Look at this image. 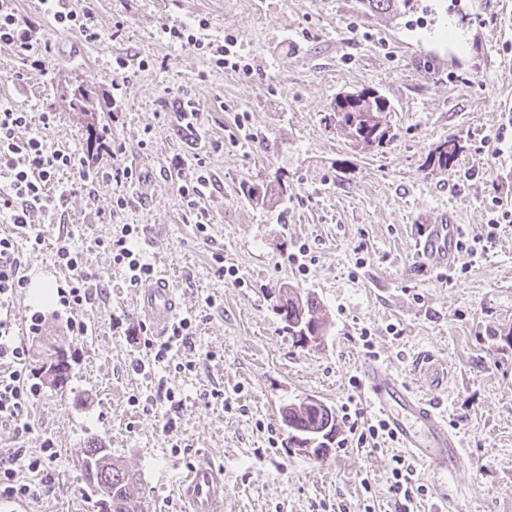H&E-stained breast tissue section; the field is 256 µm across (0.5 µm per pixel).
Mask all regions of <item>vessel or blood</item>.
<instances>
[{
    "label": "vessel or blood",
    "instance_id": "b4317fda",
    "mask_svg": "<svg viewBox=\"0 0 512 512\" xmlns=\"http://www.w3.org/2000/svg\"><path fill=\"white\" fill-rule=\"evenodd\" d=\"M457 239V224L431 225L420 234L416 255L427 266L452 267L457 260ZM136 304L160 334L167 331L179 309L175 290L162 275L139 291ZM361 372L362 388L371 406L385 416L403 448L437 476L447 475L461 464V443L430 400L386 373L377 362H365ZM177 492L184 512H222L224 472L210 461H200L182 477Z\"/></svg>",
    "mask_w": 512,
    "mask_h": 512
}]
</instances>
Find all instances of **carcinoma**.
<instances>
[{
    "label": "carcinoma",
    "instance_id": "obj_1",
    "mask_svg": "<svg viewBox=\"0 0 512 512\" xmlns=\"http://www.w3.org/2000/svg\"><path fill=\"white\" fill-rule=\"evenodd\" d=\"M406 0H360L362 8L374 13L395 12ZM392 111L389 101L375 91L362 89L360 91L346 93L336 97L333 115L336 125L342 128L352 141L365 147L382 145L392 138L389 123L379 125L378 118H388ZM455 159V148L443 144V150L436 153L430 160L434 169L446 171L452 166ZM249 199L256 202H270L287 193V187L280 184H269L259 188L254 185L244 189ZM288 314L285 317L288 330L303 341V333L310 332V327L326 328L325 316L320 304L309 296H304L301 301L287 298ZM289 420L293 421L296 432L292 437H306L316 430L323 429L328 423L336 422L333 413H323L315 419L301 409L295 407L286 411ZM104 448L101 440L92 437L80 449V453L90 460L93 468L82 475V481L91 492L100 497L104 507L103 512H144L142 501L138 496L137 474L119 461L112 460L107 464H99L100 451Z\"/></svg>",
    "mask_w": 512,
    "mask_h": 512
}]
</instances>
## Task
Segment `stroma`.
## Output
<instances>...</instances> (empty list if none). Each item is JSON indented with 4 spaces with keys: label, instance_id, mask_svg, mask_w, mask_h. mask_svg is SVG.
Returning <instances> with one entry per match:
<instances>
[{
    "label": "stroma",
    "instance_id": "1",
    "mask_svg": "<svg viewBox=\"0 0 512 512\" xmlns=\"http://www.w3.org/2000/svg\"><path fill=\"white\" fill-rule=\"evenodd\" d=\"M89 2L102 33L91 44L57 29L41 0H17L54 48L47 75L17 80L20 58L0 46V105L30 113L49 150L90 158L102 175L113 160L88 157L87 137L110 128L138 174L122 185L103 177L94 195L76 191L64 211H34L44 237L37 251L23 229L0 228L26 261L29 285L11 319L28 373H39L54 344L71 364L64 388L43 384L21 420H0V454L33 455L45 441L57 450L50 490L31 512H102L76 466L91 437L137 472L145 512H183L173 490L203 458L224 468V512H396L389 477L397 443L357 447L340 418L331 453L318 458L289 444L282 422L283 410L308 396L337 412L351 401L375 417L352 384L371 357L433 400L461 442L463 462L447 482L418 466L425 492L415 512H512V223L482 254L459 257L467 271L454 286L414 255L419 230L444 216L478 241L492 200L512 209V142L494 155L478 150L512 122V0L481 9L470 0H409L387 14L365 12L358 0H65L76 11ZM197 17L209 22L206 39L237 35L252 74L216 68L209 54L163 39V28ZM452 34L463 46L449 60ZM118 57L128 63L122 83ZM362 89L392 105L390 142L352 143L332 121L337 95ZM185 98L203 113L199 133L172 117ZM44 112L56 115L47 128ZM242 113L256 139L234 147ZM447 140L458 146L453 167L431 169ZM193 156L214 182L200 201L204 238L178 192L197 171ZM277 180L288 188L277 203L243 193ZM120 196L131 204L116 214ZM125 224L139 227L137 249L168 272L180 315L195 320L167 368L139 335L148 319L107 248ZM63 226L109 284L94 304L65 307L56 292L45 302L31 297L32 284L56 289L69 279L55 261ZM304 244L313 257L305 274L288 261ZM217 252L239 285L217 275ZM286 283L320 303V345L289 333L279 312ZM35 313L43 321L34 335ZM72 321L86 333L74 335ZM150 394L151 411L133 404ZM23 421L33 433H21Z\"/></svg>",
    "mask_w": 512,
    "mask_h": 512
}]
</instances>
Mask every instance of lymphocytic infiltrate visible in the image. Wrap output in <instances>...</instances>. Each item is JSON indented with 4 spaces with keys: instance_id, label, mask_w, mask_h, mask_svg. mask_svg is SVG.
<instances>
[{
    "instance_id": "obj_1",
    "label": "lymphocytic infiltrate",
    "mask_w": 512,
    "mask_h": 512,
    "mask_svg": "<svg viewBox=\"0 0 512 512\" xmlns=\"http://www.w3.org/2000/svg\"><path fill=\"white\" fill-rule=\"evenodd\" d=\"M13 2L0 0V45L13 47L19 52L27 73H46L53 55L52 45L41 39L37 21L18 18ZM208 25L206 18H198L165 28L163 37L174 46L207 50L217 68L252 73V65L243 62L235 51L236 35L228 33L223 39L208 42L194 35V28L203 29ZM29 123L28 113L10 108L0 110V221L21 228L27 226L32 210L65 207L69 189H61L52 195L48 192V185L60 169L75 164L70 155L48 150L39 136L19 138L18 129L28 127ZM138 234V228L123 225L120 236L108 244L114 264L124 268L127 285L131 288L148 283L154 276L152 265L145 262L134 245ZM55 250L58 264L70 273L68 287L61 292L62 305L80 306L100 300L106 292L104 277L86 268L81 252L72 245L71 233L57 236ZM25 283L22 253L13 237L0 236V362L8 361L11 366L8 374L0 375V417H18L40 393L38 384L23 367L27 349L14 340L9 318L4 314ZM55 455V449L45 442L38 454L28 458L17 452L1 456L0 498L8 501L40 499L51 481L46 467ZM392 461L390 490L398 512H410L415 496L423 493L424 488L418 482L416 466L411 459L396 455ZM19 465L30 473V480L16 479L15 468Z\"/></svg>"
}]
</instances>
